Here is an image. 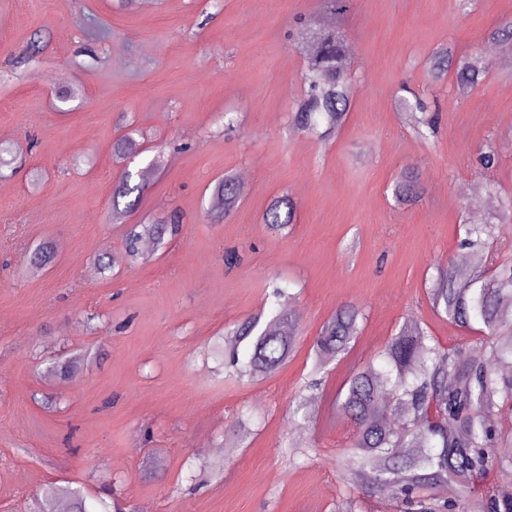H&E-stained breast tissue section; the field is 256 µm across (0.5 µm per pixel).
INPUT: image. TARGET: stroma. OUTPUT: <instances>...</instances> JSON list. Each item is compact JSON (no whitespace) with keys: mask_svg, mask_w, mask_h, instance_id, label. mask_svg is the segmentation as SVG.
<instances>
[{"mask_svg":"<svg viewBox=\"0 0 512 512\" xmlns=\"http://www.w3.org/2000/svg\"><path fill=\"white\" fill-rule=\"evenodd\" d=\"M315 7L0 0V74L11 77L0 84V147L17 165L0 176V512H24L49 483L94 494L111 478L151 512H340L353 488L336 458L352 428L330 415L351 368L412 320L444 345H468L426 286L438 264L467 255L461 222L489 223L512 198V52L487 39L512 0H350L341 23L352 104L326 142L290 120L305 60L288 33ZM444 44L488 62L468 96L428 76ZM63 89L75 98L59 101ZM407 90L439 105L426 137L396 107ZM129 128L144 147L135 168L157 156L163 169L127 224L176 210L182 230L149 261L104 274L96 256L124 252L113 144ZM489 145L498 162L481 176ZM228 171L250 177L229 215L211 202ZM409 171L421 187L411 205L393 196ZM283 195L295 216L274 234L262 215ZM42 240L53 259L36 266L25 246ZM277 281L299 315L288 362L262 379L224 380L208 356L213 338L272 315ZM345 303L363 308L361 331L332 363L315 419L298 426L289 402L314 339ZM89 312L101 316L92 330ZM79 350L94 359L78 374L50 373ZM241 414L251 424L239 431ZM290 435L312 445L309 458L282 454Z\"/></svg>","mask_w":512,"mask_h":512,"instance_id":"1","label":"stroma"}]
</instances>
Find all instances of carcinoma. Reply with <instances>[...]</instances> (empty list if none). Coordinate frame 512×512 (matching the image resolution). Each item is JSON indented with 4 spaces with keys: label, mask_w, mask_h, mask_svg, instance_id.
I'll return each instance as SVG.
<instances>
[{
    "label": "carcinoma",
    "mask_w": 512,
    "mask_h": 512,
    "mask_svg": "<svg viewBox=\"0 0 512 512\" xmlns=\"http://www.w3.org/2000/svg\"><path fill=\"white\" fill-rule=\"evenodd\" d=\"M347 0H318V8L301 26L296 47L307 50L303 81L305 98L292 115L296 129L322 138L339 131L350 110L352 79L342 28L323 22L342 16ZM434 81L455 78L456 88L472 92L487 74L482 56L458 57L451 47L439 48L430 58ZM399 106L414 119L416 130L435 126V111L420 97L402 98ZM117 157L138 155V144L123 137L114 145ZM155 168L150 163L132 183L126 172L112 194V218L123 219L134 209L130 199L143 192ZM417 177L405 174L395 186L405 202L418 199ZM213 200L224 205V215L238 203V185L231 173L213 189ZM293 202L286 196L263 213V224L280 233L291 223ZM464 243L472 253L484 250L487 224L462 225ZM181 231L173 212L155 224H131L124 236L125 257L144 258L142 243L161 244L164 236ZM279 310L266 324L250 318L229 326L213 345L214 358L226 364L225 375L242 380L267 376L284 365L296 343V312L286 304L288 289L274 291ZM432 307L439 315L479 337L467 347H443L419 324L402 328L378 355L353 366L332 403V413L350 423L353 436L341 458L349 480L369 494L388 498L393 512H512V497L496 495L487 486L490 473L512 469V429L500 425L512 413V265H499L491 278L482 273L462 280L453 264H440L429 287ZM364 319L356 305H344L323 325L313 343L310 375L294 400L293 419L300 426L311 420L307 392L318 390L329 366L346 357ZM458 495L448 498V483ZM110 502L104 512H136L126 498L104 486ZM71 512H89L86 498L68 486L48 485L34 493L28 512H56L60 500Z\"/></svg>",
    "instance_id": "1"
}]
</instances>
